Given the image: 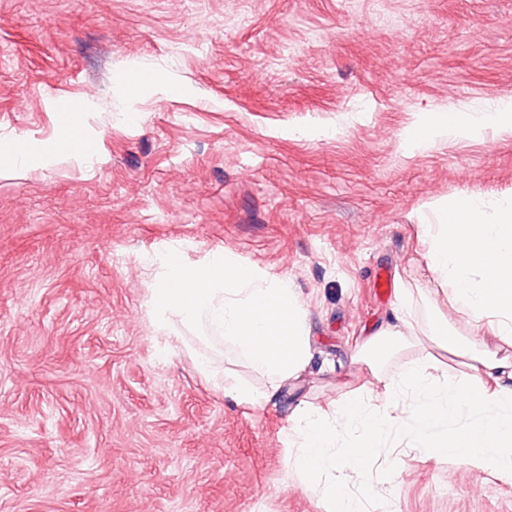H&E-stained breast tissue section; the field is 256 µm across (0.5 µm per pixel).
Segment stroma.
<instances>
[{
  "label": "stroma",
  "mask_w": 512,
  "mask_h": 512,
  "mask_svg": "<svg viewBox=\"0 0 512 512\" xmlns=\"http://www.w3.org/2000/svg\"><path fill=\"white\" fill-rule=\"evenodd\" d=\"M510 102L512 0H0V142L99 150L0 171V512H326L288 467L294 414L382 396L420 355L463 372L428 338L469 323L418 224L457 196L512 198V130L403 132ZM172 246L293 280L299 380L253 372L210 328L157 329L149 260ZM403 320L407 344L360 355ZM200 356L267 402L226 398ZM399 439L373 467L395 512H512L511 479Z\"/></svg>",
  "instance_id": "1"
}]
</instances>
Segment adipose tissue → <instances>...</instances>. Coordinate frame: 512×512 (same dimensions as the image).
Wrapping results in <instances>:
<instances>
[{"label":"adipose tissue","mask_w":512,"mask_h":512,"mask_svg":"<svg viewBox=\"0 0 512 512\" xmlns=\"http://www.w3.org/2000/svg\"><path fill=\"white\" fill-rule=\"evenodd\" d=\"M512 128V106L473 118L432 112L406 129L402 140L425 144L439 137L466 138L482 125ZM427 245L426 264L448 300L464 313L473 330L459 336L446 323L432 338L447 342L453 354L467 356L466 371L455 380L438 376L429 358L407 363L385 385V401L346 400L335 417L306 412L292 426L288 462L295 472L322 477L320 491L329 512H369V502L346 495L348 473L372 478L370 463L385 430L403 426L409 447L460 461L479 471L504 472L512 461V363L498 358L485 337L512 344V201L488 205L462 195L442 204L434 221L419 227ZM411 398L409 422L400 423L392 405ZM473 416L456 426L460 413Z\"/></svg>","instance_id":"adipose-tissue-1"}]
</instances>
